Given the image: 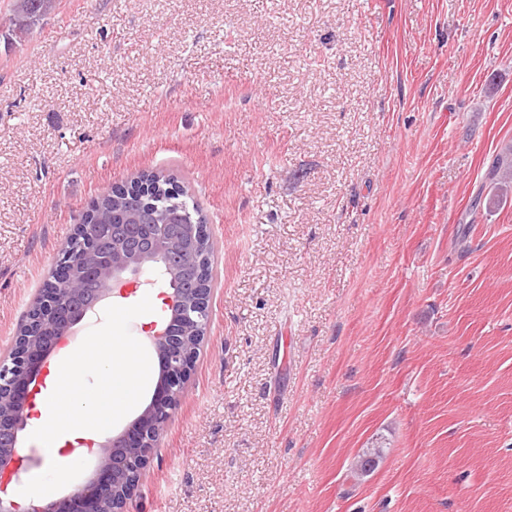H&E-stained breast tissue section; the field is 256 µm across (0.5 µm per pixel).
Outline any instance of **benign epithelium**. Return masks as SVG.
<instances>
[{
  "label": "benign epithelium",
  "instance_id": "1",
  "mask_svg": "<svg viewBox=\"0 0 512 512\" xmlns=\"http://www.w3.org/2000/svg\"><path fill=\"white\" fill-rule=\"evenodd\" d=\"M153 198L154 188L147 183L122 188L118 208L128 228L158 219L150 209ZM167 221L153 225L150 247L132 248L131 235L125 233L114 236L107 252L100 251L96 241L109 233L111 225H75L72 236L81 240V249L60 250L52 280L28 312L33 323L30 335L15 336L13 366L0 379V479L7 484L21 480L18 452L31 386L41 378L58 341L74 335L84 317L148 273H161L170 287L165 318L149 336L162 364L150 403L123 432L99 444L91 478L44 506L30 505L29 512H127L142 472L181 401L198 348L208 335L204 322L209 318L212 290L185 285L191 273H204L208 226L188 212H172Z\"/></svg>",
  "mask_w": 512,
  "mask_h": 512
}]
</instances>
